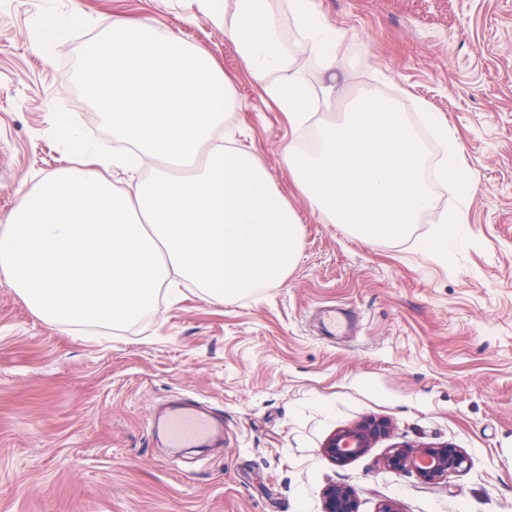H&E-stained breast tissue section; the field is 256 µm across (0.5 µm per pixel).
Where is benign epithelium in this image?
Listing matches in <instances>:
<instances>
[{
    "label": "benign epithelium",
    "instance_id": "7a95c632",
    "mask_svg": "<svg viewBox=\"0 0 512 512\" xmlns=\"http://www.w3.org/2000/svg\"><path fill=\"white\" fill-rule=\"evenodd\" d=\"M389 435V423L367 419L333 434L323 451L334 463L344 464L361 455L375 440ZM468 457L451 445L412 451L405 446L389 449L384 466L392 473L413 469L428 483L446 479L468 467ZM323 512H357L355 493L348 487L331 486L324 493Z\"/></svg>",
    "mask_w": 512,
    "mask_h": 512
}]
</instances>
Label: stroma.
Returning <instances> with one entry per match:
<instances>
[{"label": "stroma", "instance_id": "stroma-1", "mask_svg": "<svg viewBox=\"0 0 512 512\" xmlns=\"http://www.w3.org/2000/svg\"><path fill=\"white\" fill-rule=\"evenodd\" d=\"M335 29L327 71L278 12L283 50L312 91L336 85L337 118L365 86L402 99L429 139L459 142L474 190L436 194L427 222L363 241L324 223L283 163L311 124L289 123L194 0H0V225L22 187L76 168L51 114L75 104L86 37L123 16L206 51L232 82L225 145L258 155L297 211L301 258L288 276L216 303L159 294L119 331L81 336L38 317L0 280V512H323L332 485L358 512H512V0H317ZM62 23L44 46V22ZM435 123H427L425 113ZM459 211L447 248H428ZM335 307L352 329L322 335ZM189 403L214 418L213 447L169 448L152 408ZM367 418L389 436L330 462L334 432ZM449 444L468 468L438 483L383 466L390 446Z\"/></svg>", "mask_w": 512, "mask_h": 512}]
</instances>
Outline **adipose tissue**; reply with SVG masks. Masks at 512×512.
Listing matches in <instances>:
<instances>
[{
  "label": "adipose tissue",
  "instance_id": "ef3b65f1",
  "mask_svg": "<svg viewBox=\"0 0 512 512\" xmlns=\"http://www.w3.org/2000/svg\"><path fill=\"white\" fill-rule=\"evenodd\" d=\"M199 13L236 45L240 65L255 81L265 84L270 99L287 112L288 119L303 123L314 106L305 85L278 45L276 0H195ZM288 11L298 24L312 53L327 70L340 67L336 37L320 19L315 0H288Z\"/></svg>",
  "mask_w": 512,
  "mask_h": 512
}]
</instances>
